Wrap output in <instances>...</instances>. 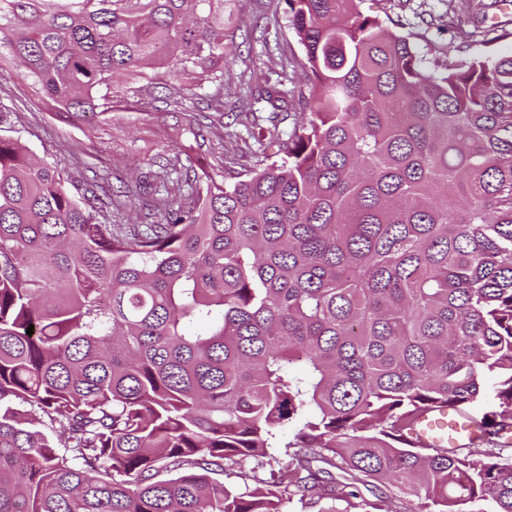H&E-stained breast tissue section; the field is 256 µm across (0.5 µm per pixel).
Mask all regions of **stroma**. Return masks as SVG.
Here are the masks:
<instances>
[{
    "label": "stroma",
    "mask_w": 512,
    "mask_h": 512,
    "mask_svg": "<svg viewBox=\"0 0 512 512\" xmlns=\"http://www.w3.org/2000/svg\"><path fill=\"white\" fill-rule=\"evenodd\" d=\"M462 4L473 22L460 29L448 28L443 20L448 0H363L360 9L381 21L402 24L434 63L449 50L461 60L486 53V46L474 36L476 23L497 24L512 32V8L503 0H462ZM226 8L239 31L226 46L223 111H214L200 100L179 112L166 111L161 101L165 91L159 88L141 107L65 123L46 111L26 83L5 74L0 76V110L7 112L8 121L0 125V134L21 136L36 158L54 163L89 199L102 188L115 191L130 185L153 162L171 156L177 142L189 146L196 164L213 165L222 152L233 158L237 171L252 169L254 160L244 144L223 138L224 128L237 130L247 122L239 102L249 97V82H264L280 59L301 56L302 48L286 19L259 23L265 0H228Z\"/></svg>",
    "instance_id": "35a3bbf8"
}]
</instances>
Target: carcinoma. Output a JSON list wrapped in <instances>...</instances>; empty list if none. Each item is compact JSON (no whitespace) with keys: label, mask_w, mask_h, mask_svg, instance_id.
<instances>
[{"label":"carcinoma","mask_w":512,"mask_h":512,"mask_svg":"<svg viewBox=\"0 0 512 512\" xmlns=\"http://www.w3.org/2000/svg\"><path fill=\"white\" fill-rule=\"evenodd\" d=\"M224 2L0 0V72L63 122L214 99ZM277 2L304 58L245 173L176 146L96 206L0 136V512H512V49L431 67L362 0ZM489 378L474 437L413 442Z\"/></svg>","instance_id":"obj_1"}]
</instances>
